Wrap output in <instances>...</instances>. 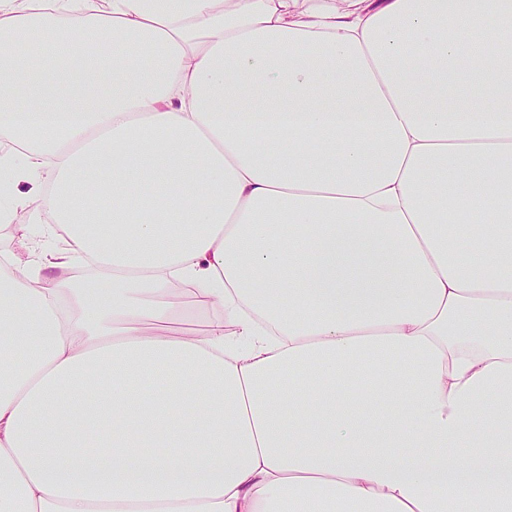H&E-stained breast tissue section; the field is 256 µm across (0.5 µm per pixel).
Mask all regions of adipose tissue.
Here are the masks:
<instances>
[{
  "label": "adipose tissue",
  "instance_id": "obj_1",
  "mask_svg": "<svg viewBox=\"0 0 512 512\" xmlns=\"http://www.w3.org/2000/svg\"><path fill=\"white\" fill-rule=\"evenodd\" d=\"M0 131V512H512V0H0Z\"/></svg>",
  "mask_w": 512,
  "mask_h": 512
}]
</instances>
